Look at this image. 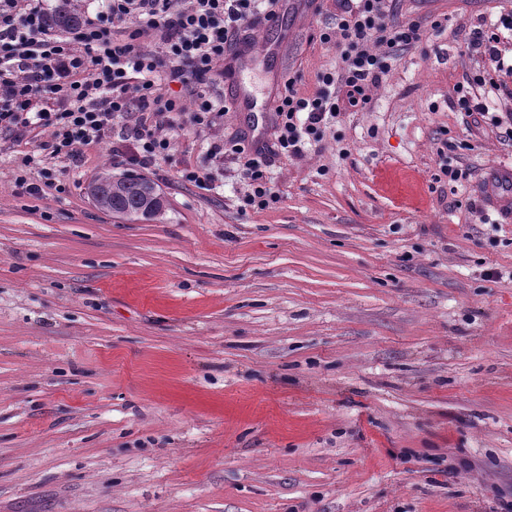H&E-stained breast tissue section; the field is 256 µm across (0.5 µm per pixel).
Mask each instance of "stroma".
I'll return each mask as SVG.
<instances>
[{"mask_svg": "<svg viewBox=\"0 0 512 512\" xmlns=\"http://www.w3.org/2000/svg\"><path fill=\"white\" fill-rule=\"evenodd\" d=\"M512 0H401L441 21L399 53L358 112L299 159L279 200L241 211L240 167L199 186L183 166L252 115L185 124L145 174L162 216L101 210L120 127L19 193L47 132L0 135V512H502L512 501V140L467 123L462 41ZM334 0H282L270 71L318 89ZM468 169L440 179L441 163Z\"/></svg>", "mask_w": 512, "mask_h": 512, "instance_id": "35a3bbf8", "label": "stroma"}]
</instances>
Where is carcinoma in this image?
I'll return each instance as SVG.
<instances>
[{
    "instance_id": "cac0c4a2",
    "label": "carcinoma",
    "mask_w": 512,
    "mask_h": 512,
    "mask_svg": "<svg viewBox=\"0 0 512 512\" xmlns=\"http://www.w3.org/2000/svg\"><path fill=\"white\" fill-rule=\"evenodd\" d=\"M80 12L74 0H60L51 22L59 28L75 23ZM88 192L103 210L129 220H154L164 210L165 203L155 183L143 175L113 177L101 175L92 180Z\"/></svg>"
}]
</instances>
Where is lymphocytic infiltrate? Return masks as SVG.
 <instances>
[{
	"label": "lymphocytic infiltrate",
	"mask_w": 512,
	"mask_h": 512,
	"mask_svg": "<svg viewBox=\"0 0 512 512\" xmlns=\"http://www.w3.org/2000/svg\"><path fill=\"white\" fill-rule=\"evenodd\" d=\"M394 0H336L335 28L319 40L334 45L341 64L318 75L320 89L299 96L295 78L284 81L277 97L278 155L299 158L306 140L320 141L330 120L364 109L370 86L389 72L397 51L418 44L425 28L442 33L440 22L391 20ZM280 0H106L103 11L68 31L49 23L45 0H0V133L47 128L39 152L24 155L18 191L36 196L51 186L49 160H77L81 147L110 137L114 123L137 113L113 155L122 163L149 168L171 150L169 132L183 114L193 124L213 126L228 105L217 89L224 81V58L260 21L278 18ZM499 32L472 29L469 49L482 50V70L456 84V105L473 125L490 123L512 138V113H490L485 90H503L512 63L501 51L512 16L500 18ZM177 83L196 101L187 112L169 90ZM244 160V206L266 210L278 195L266 176L265 152L246 154L240 142L214 140L205 164L186 166L181 179L213 180L225 160ZM37 169V178L26 175Z\"/></svg>",
	"instance_id": "1"
}]
</instances>
